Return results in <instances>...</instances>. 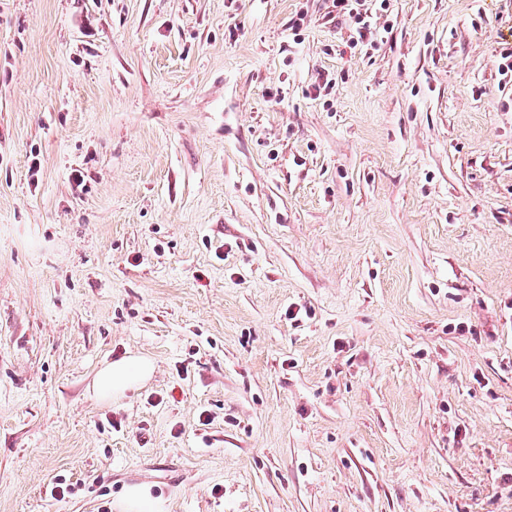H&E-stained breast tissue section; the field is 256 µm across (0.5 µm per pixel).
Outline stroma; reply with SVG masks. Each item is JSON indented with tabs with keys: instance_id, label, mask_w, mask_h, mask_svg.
Returning a JSON list of instances; mask_svg holds the SVG:
<instances>
[{
	"instance_id": "1",
	"label": "stroma",
	"mask_w": 512,
	"mask_h": 512,
	"mask_svg": "<svg viewBox=\"0 0 512 512\" xmlns=\"http://www.w3.org/2000/svg\"><path fill=\"white\" fill-rule=\"evenodd\" d=\"M330 9L0 0V512H512V0ZM332 7L336 11V17H341L349 24L352 35L349 37L348 46L355 49L357 46L371 47L375 39L380 35L371 8L367 6L366 0H332ZM154 367L150 359L132 355L102 367L97 373L93 390L101 400L119 398L128 389L148 380ZM163 503L148 485H133L126 489L119 504L120 512H163Z\"/></svg>"
}]
</instances>
